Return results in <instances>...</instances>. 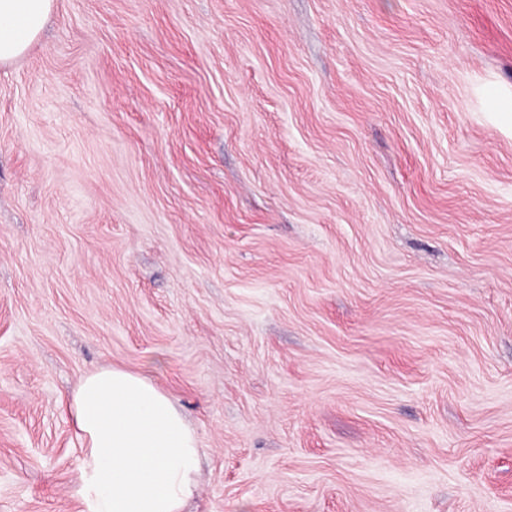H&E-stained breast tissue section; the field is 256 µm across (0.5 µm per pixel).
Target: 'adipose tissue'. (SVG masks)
<instances>
[{
	"instance_id": "ef3b65f1",
	"label": "adipose tissue",
	"mask_w": 512,
	"mask_h": 512,
	"mask_svg": "<svg viewBox=\"0 0 512 512\" xmlns=\"http://www.w3.org/2000/svg\"><path fill=\"white\" fill-rule=\"evenodd\" d=\"M54 0H0V65L22 57ZM87 512H183L198 488L197 437L146 372L105 367L71 402Z\"/></svg>"
}]
</instances>
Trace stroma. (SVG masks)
<instances>
[{
	"instance_id": "35a3bbf8",
	"label": "stroma",
	"mask_w": 512,
	"mask_h": 512,
	"mask_svg": "<svg viewBox=\"0 0 512 512\" xmlns=\"http://www.w3.org/2000/svg\"><path fill=\"white\" fill-rule=\"evenodd\" d=\"M512 0H55L0 67V512L151 370L184 512H512Z\"/></svg>"
}]
</instances>
